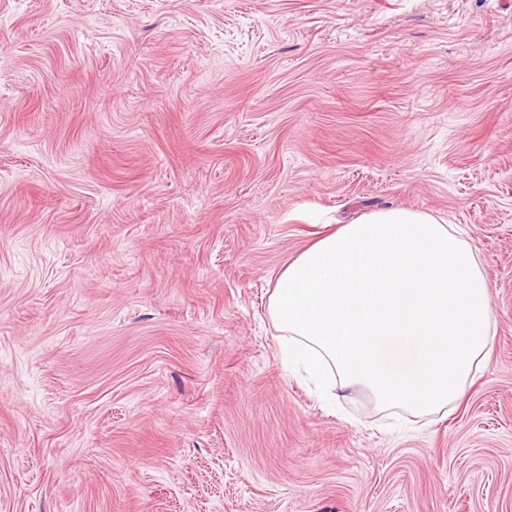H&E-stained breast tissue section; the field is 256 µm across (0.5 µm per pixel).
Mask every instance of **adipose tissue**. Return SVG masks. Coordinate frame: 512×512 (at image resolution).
Listing matches in <instances>:
<instances>
[{
  "label": "adipose tissue",
  "instance_id": "ef3b65f1",
  "mask_svg": "<svg viewBox=\"0 0 512 512\" xmlns=\"http://www.w3.org/2000/svg\"><path fill=\"white\" fill-rule=\"evenodd\" d=\"M269 309L319 388L335 379L418 414L457 402L496 336L476 246L406 208L363 213L290 260Z\"/></svg>",
  "mask_w": 512,
  "mask_h": 512
}]
</instances>
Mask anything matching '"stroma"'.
<instances>
[{
  "instance_id": "1",
  "label": "stroma",
  "mask_w": 512,
  "mask_h": 512,
  "mask_svg": "<svg viewBox=\"0 0 512 512\" xmlns=\"http://www.w3.org/2000/svg\"><path fill=\"white\" fill-rule=\"evenodd\" d=\"M389 207L492 284L423 417L328 404L269 311ZM0 512H512V0H0Z\"/></svg>"
}]
</instances>
